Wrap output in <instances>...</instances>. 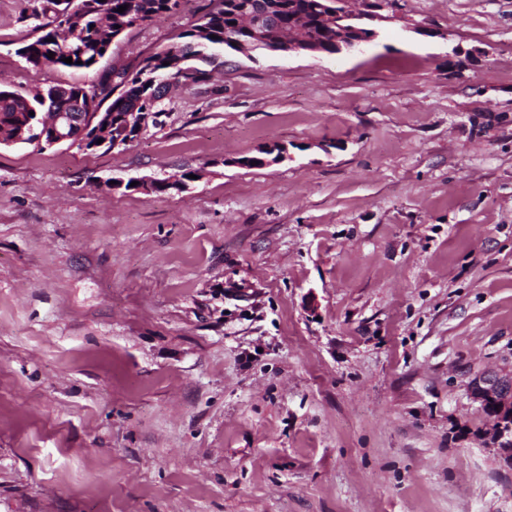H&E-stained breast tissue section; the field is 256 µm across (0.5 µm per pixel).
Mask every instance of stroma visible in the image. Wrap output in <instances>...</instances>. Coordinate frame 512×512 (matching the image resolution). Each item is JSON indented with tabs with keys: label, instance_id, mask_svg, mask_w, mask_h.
<instances>
[{
	"label": "stroma",
	"instance_id": "35a3bbf8",
	"mask_svg": "<svg viewBox=\"0 0 512 512\" xmlns=\"http://www.w3.org/2000/svg\"><path fill=\"white\" fill-rule=\"evenodd\" d=\"M209 4L63 70L0 0V86L135 68ZM369 26L224 54L119 150L0 147V512H512L468 388L512 368V0Z\"/></svg>",
	"mask_w": 512,
	"mask_h": 512
}]
</instances>
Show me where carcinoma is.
<instances>
[{
  "label": "carcinoma",
  "instance_id": "obj_1",
  "mask_svg": "<svg viewBox=\"0 0 512 512\" xmlns=\"http://www.w3.org/2000/svg\"><path fill=\"white\" fill-rule=\"evenodd\" d=\"M56 6L53 20L40 22L47 8L34 6L30 18L36 21L33 31H43L22 43L17 50L20 57L35 66L39 60L45 66L56 69H89L104 57L100 47H108L112 38L127 29L152 20L154 17L175 12L180 0H81L82 13H68L70 0H46ZM214 7L201 16L190 29L177 35V40L165 49L144 57L135 71L128 68L112 70L113 86L105 88L92 83L88 86L67 84L70 97L81 99L82 111L102 110L112 113V132L122 134L124 127L120 116L132 112L136 107L164 111L160 82L170 76L175 82L186 85L202 80L204 72L199 63H210L226 49L242 52L245 48L266 51L277 46L282 30L301 28L318 44L320 52L336 53V25L345 28L359 25L348 13L343 21L336 22L330 0H212ZM127 9L119 13L121 6ZM259 13L264 16V26L269 38L256 40L254 32L241 25L242 16ZM72 21L68 29L81 28L77 40L63 34L61 42H51L55 30L65 21ZM53 57H48V54ZM72 58V63L63 62ZM174 62L172 68L167 62ZM52 88L35 90L24 96L0 88V137L10 138L21 126L33 130L28 136L32 140L40 131V123L30 112H44L43 96Z\"/></svg>",
  "mask_w": 512,
  "mask_h": 512
}]
</instances>
